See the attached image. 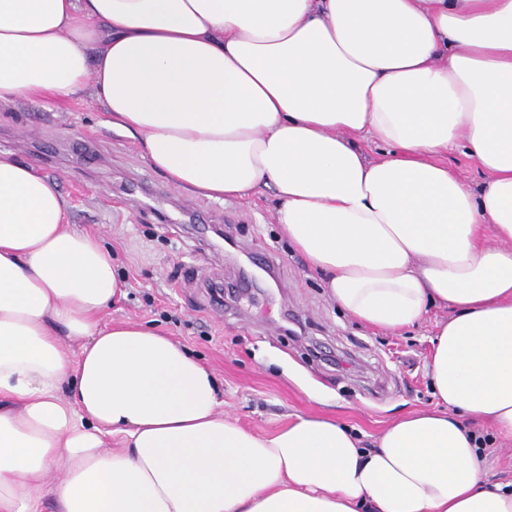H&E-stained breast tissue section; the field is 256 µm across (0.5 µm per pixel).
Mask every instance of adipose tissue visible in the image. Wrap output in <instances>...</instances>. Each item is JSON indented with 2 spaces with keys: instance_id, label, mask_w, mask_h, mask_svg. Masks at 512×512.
I'll use <instances>...</instances> for the list:
<instances>
[{
  "instance_id": "obj_1",
  "label": "adipose tissue",
  "mask_w": 512,
  "mask_h": 512,
  "mask_svg": "<svg viewBox=\"0 0 512 512\" xmlns=\"http://www.w3.org/2000/svg\"><path fill=\"white\" fill-rule=\"evenodd\" d=\"M87 88L175 189H272L365 325L452 309L440 406L371 448L313 415L247 431L185 346L101 326L126 286L111 251L0 155V512H512L477 428L512 441V0H0V103ZM454 148L484 182L441 163Z\"/></svg>"
}]
</instances>
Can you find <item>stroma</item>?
I'll return each mask as SVG.
<instances>
[{"label": "stroma", "mask_w": 512, "mask_h": 512, "mask_svg": "<svg viewBox=\"0 0 512 512\" xmlns=\"http://www.w3.org/2000/svg\"><path fill=\"white\" fill-rule=\"evenodd\" d=\"M0 154L56 181L68 222L116 256L128 286L105 323L137 321L189 347L248 429L322 415L370 445L394 419L438 407L427 362L449 309L394 334L361 325L282 237L269 190L219 202L173 188L88 93L0 104ZM257 253L266 267L252 265Z\"/></svg>", "instance_id": "35a3bbf8"}]
</instances>
